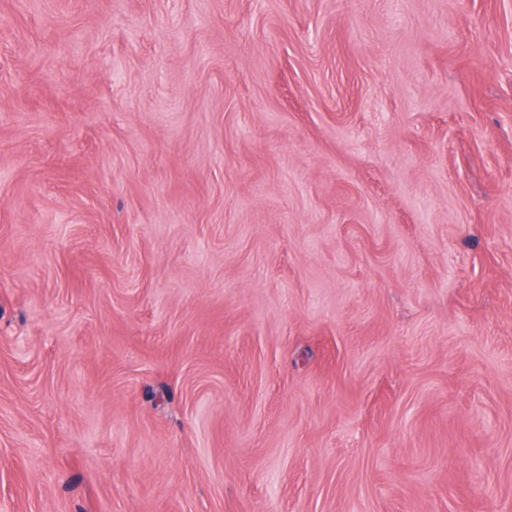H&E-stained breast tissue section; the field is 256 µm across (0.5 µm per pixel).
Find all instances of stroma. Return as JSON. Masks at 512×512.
Here are the masks:
<instances>
[{
	"instance_id": "1",
	"label": "stroma",
	"mask_w": 512,
	"mask_h": 512,
	"mask_svg": "<svg viewBox=\"0 0 512 512\" xmlns=\"http://www.w3.org/2000/svg\"><path fill=\"white\" fill-rule=\"evenodd\" d=\"M0 512H512V0H0Z\"/></svg>"
}]
</instances>
